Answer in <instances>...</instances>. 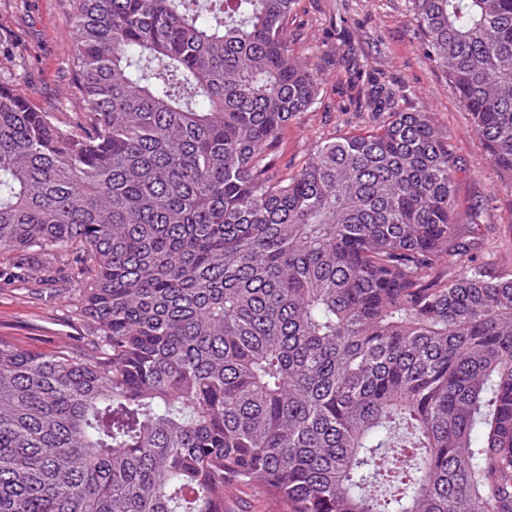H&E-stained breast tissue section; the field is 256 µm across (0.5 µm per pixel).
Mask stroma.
Here are the masks:
<instances>
[{
  "label": "stroma",
  "instance_id": "35a3bbf8",
  "mask_svg": "<svg viewBox=\"0 0 512 512\" xmlns=\"http://www.w3.org/2000/svg\"><path fill=\"white\" fill-rule=\"evenodd\" d=\"M301 57L325 56L316 104L293 118L278 139L277 163L303 162L321 141L375 126L356 109L369 76L397 87L409 110L431 112L448 128L464 171L461 205H479L474 253L494 273H512V178L496 170L470 130L444 73L426 60L408 0H301L289 24ZM75 39L69 0H0V78L17 93L69 122L83 102L71 69ZM72 291L0 280V339L50 354L83 332Z\"/></svg>",
  "mask_w": 512,
  "mask_h": 512
}]
</instances>
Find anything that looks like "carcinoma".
I'll use <instances>...</instances> for the list:
<instances>
[{
	"instance_id": "carcinoma-1",
	"label": "carcinoma",
	"mask_w": 512,
	"mask_h": 512,
	"mask_svg": "<svg viewBox=\"0 0 512 512\" xmlns=\"http://www.w3.org/2000/svg\"><path fill=\"white\" fill-rule=\"evenodd\" d=\"M71 2L76 120L0 80V259L77 280L87 335L0 340V512H512V274L448 131L378 82L283 173L298 0ZM410 4L512 174V0ZM227 512H274L273 506L259 492L237 490L227 498Z\"/></svg>"
}]
</instances>
